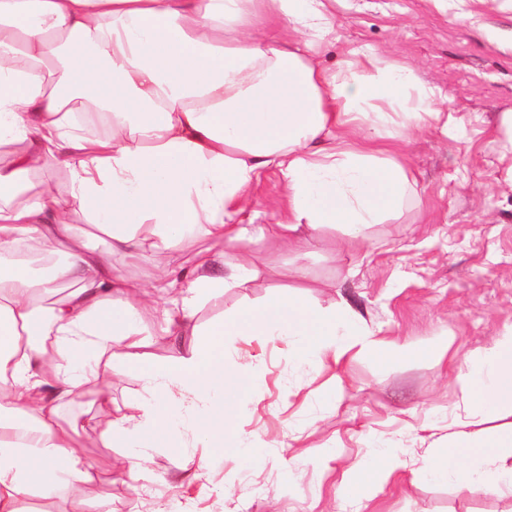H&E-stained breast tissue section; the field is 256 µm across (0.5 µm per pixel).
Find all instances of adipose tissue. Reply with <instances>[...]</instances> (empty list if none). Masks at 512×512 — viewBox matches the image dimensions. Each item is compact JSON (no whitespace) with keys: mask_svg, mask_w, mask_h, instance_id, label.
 Segmentation results:
<instances>
[{"mask_svg":"<svg viewBox=\"0 0 512 512\" xmlns=\"http://www.w3.org/2000/svg\"><path fill=\"white\" fill-rule=\"evenodd\" d=\"M332 0H0V512H29L25 499L57 492L64 512H112L86 488L140 466L93 465L79 450L65 405L91 395L109 420L108 448H177L185 432L205 447L224 445L250 391L246 365L225 362L224 339L292 336L314 358L347 353L409 358L448 354L439 338L422 348L384 345L349 308L332 313L283 290L209 329L198 310L262 271L244 240L266 239L301 254L326 224L353 236L400 217L414 188L406 165L355 137L370 124L404 142L425 126L447 129L452 110L438 86L371 52L350 51L337 70L318 68L315 44L333 29ZM269 12L301 41L255 42L254 19ZM104 119L107 130L95 128ZM69 171L66 199L43 187L16 191L19 175L46 156ZM279 171L285 196L275 224L237 223L259 174ZM104 251L90 248L91 231ZM192 251L150 282L116 269L112 256L144 259ZM51 260L48 275L36 264ZM192 337L166 359L145 354L142 328ZM134 371L141 393L113 405L117 367ZM470 416L512 419V332L468 365ZM448 423L451 455L432 476L467 463V483L512 492V422L485 438ZM467 449L459 460L456 449ZM371 467L343 477L360 503L402 463L371 451Z\"/></svg>","mask_w":512,"mask_h":512,"instance_id":"obj_1","label":"adipose tissue"}]
</instances>
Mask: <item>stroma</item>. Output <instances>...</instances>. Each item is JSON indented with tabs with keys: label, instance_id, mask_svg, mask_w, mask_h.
<instances>
[{
	"label": "stroma",
	"instance_id": "stroma-1",
	"mask_svg": "<svg viewBox=\"0 0 512 512\" xmlns=\"http://www.w3.org/2000/svg\"><path fill=\"white\" fill-rule=\"evenodd\" d=\"M470 8L477 23L455 20L432 0H336L320 66L335 70L353 48L373 51L439 86L456 121L402 145L416 184L400 219L372 225L358 243L345 225L324 227L300 259L269 242L246 244L261 277L197 314L205 329L295 286L313 307L349 302L391 344L447 338L449 358L320 364L303 361L284 336L232 337L226 361L252 367L237 426L248 456L227 448L210 457L189 434L183 447L153 452L139 487L115 476L91 485V499H109L112 512H351L343 474L381 445L404 467L363 512H512V496L472 491L461 475L428 474L448 449L449 420L467 404L453 359L482 354L512 328V184L499 127L500 112L512 109V54L494 39L512 32V0H472ZM283 194L280 173L262 171L238 223H275ZM327 386L334 402L323 399Z\"/></svg>",
	"mask_w": 512,
	"mask_h": 512
}]
</instances>
